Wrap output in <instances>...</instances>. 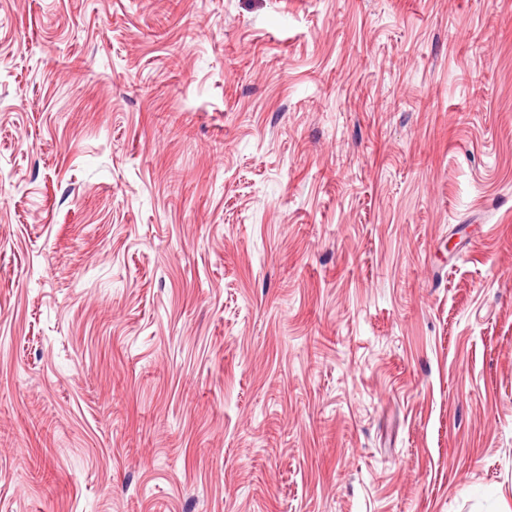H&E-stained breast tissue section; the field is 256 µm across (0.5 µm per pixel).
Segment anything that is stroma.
<instances>
[{"label": "stroma", "mask_w": 512, "mask_h": 512, "mask_svg": "<svg viewBox=\"0 0 512 512\" xmlns=\"http://www.w3.org/2000/svg\"><path fill=\"white\" fill-rule=\"evenodd\" d=\"M0 512H512V0H0Z\"/></svg>", "instance_id": "obj_1"}]
</instances>
